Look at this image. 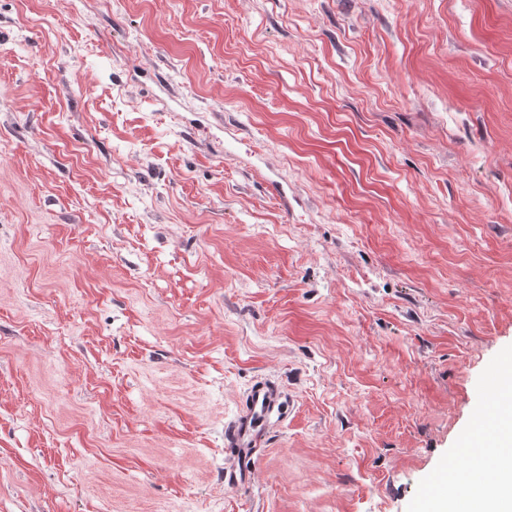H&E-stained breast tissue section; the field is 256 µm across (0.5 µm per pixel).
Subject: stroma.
Here are the masks:
<instances>
[{
  "label": "stroma",
  "instance_id": "35a3bbf8",
  "mask_svg": "<svg viewBox=\"0 0 512 512\" xmlns=\"http://www.w3.org/2000/svg\"><path fill=\"white\" fill-rule=\"evenodd\" d=\"M490 366L512 0H0V512H421ZM287 410V395L268 380H257L242 398L238 416L224 429L227 464L224 483L246 488L254 477V454L272 426Z\"/></svg>",
  "mask_w": 512,
  "mask_h": 512
}]
</instances>
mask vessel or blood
Segmentation results:
<instances>
[{
	"mask_svg": "<svg viewBox=\"0 0 512 512\" xmlns=\"http://www.w3.org/2000/svg\"><path fill=\"white\" fill-rule=\"evenodd\" d=\"M287 396L267 380L254 382L242 398L238 416L224 429L228 458L224 467L225 484L247 487L255 470L254 454L274 420L283 419Z\"/></svg>",
	"mask_w": 512,
	"mask_h": 512,
	"instance_id": "1",
	"label": "vessel or blood"
}]
</instances>
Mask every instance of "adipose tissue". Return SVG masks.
I'll use <instances>...</instances> for the list:
<instances>
[{
    "label": "adipose tissue",
    "mask_w": 512,
    "mask_h": 512,
    "mask_svg": "<svg viewBox=\"0 0 512 512\" xmlns=\"http://www.w3.org/2000/svg\"><path fill=\"white\" fill-rule=\"evenodd\" d=\"M493 436L480 443L477 465L448 472L449 484L471 486L467 512H512V376L499 384Z\"/></svg>",
    "instance_id": "obj_1"
}]
</instances>
